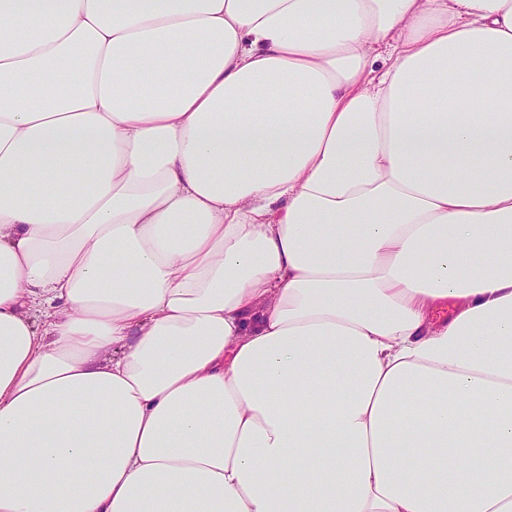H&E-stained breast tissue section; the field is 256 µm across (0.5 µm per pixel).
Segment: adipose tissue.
<instances>
[{
	"label": "adipose tissue",
	"instance_id": "1",
	"mask_svg": "<svg viewBox=\"0 0 512 512\" xmlns=\"http://www.w3.org/2000/svg\"><path fill=\"white\" fill-rule=\"evenodd\" d=\"M0 512H512V0H0Z\"/></svg>",
	"mask_w": 512,
	"mask_h": 512
}]
</instances>
